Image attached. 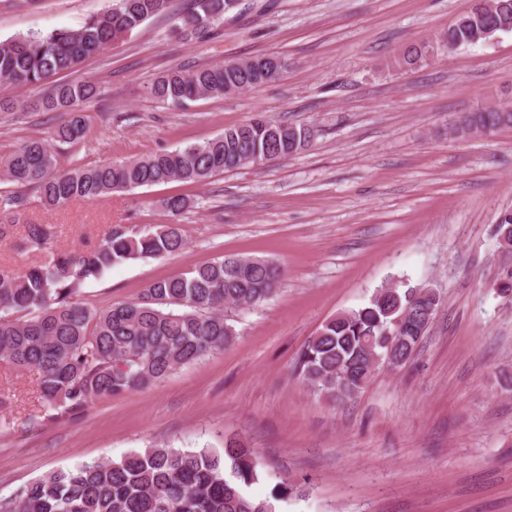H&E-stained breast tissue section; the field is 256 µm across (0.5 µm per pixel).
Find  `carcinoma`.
Returning <instances> with one entry per match:
<instances>
[{"label":"carcinoma","mask_w":512,"mask_h":512,"mask_svg":"<svg viewBox=\"0 0 512 512\" xmlns=\"http://www.w3.org/2000/svg\"><path fill=\"white\" fill-rule=\"evenodd\" d=\"M174 0H112L104 12L78 29L59 28L0 41V79L47 86L42 104L61 112L54 141L75 143L84 135L76 106L99 93L96 82L48 84L75 69L122 34L171 12ZM237 0H189L173 14L172 33L183 39L216 35L224 14ZM497 8L467 13L443 38L458 46L482 40V31L512 19V0ZM430 45L410 46L399 59L406 67L427 60ZM228 60L219 66L177 68L150 87L157 101L183 107L276 81L285 61L273 54ZM478 132L512 126L507 105L468 113ZM305 123H286L258 114L201 143L187 144L121 164L59 166L53 141L30 139L0 161V182L16 186L0 192V211L14 220L0 222V241L36 257L19 274L0 275V360L37 371V399L48 411L77 414L90 403L140 391L172 372L221 351L235 336L230 316L262 305L279 291L282 271L272 261L224 256L150 284L140 296L106 309L78 299L82 286L112 266L181 252L187 244L182 225L143 228L112 224L96 243L80 251L52 245L49 224L28 222L19 238L14 229L25 205V188L45 204L74 199L95 202L114 192L171 181L204 182L210 177L296 154L310 145ZM177 217L191 206L182 195L158 201ZM440 296L424 288H379L369 301L326 320L300 353L294 373L320 397L345 401L358 395L384 365L402 367L428 333ZM403 318V326L393 320ZM259 478L253 449L241 436L224 438L223 451L152 446L118 461L81 463L52 471L0 499V512H274L245 487Z\"/></svg>","instance_id":"carcinoma-1"}]
</instances>
